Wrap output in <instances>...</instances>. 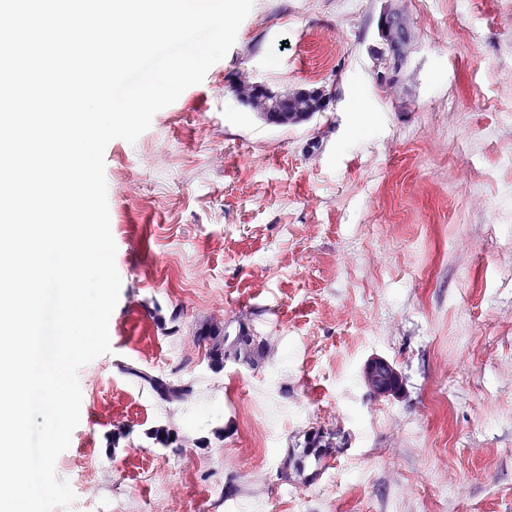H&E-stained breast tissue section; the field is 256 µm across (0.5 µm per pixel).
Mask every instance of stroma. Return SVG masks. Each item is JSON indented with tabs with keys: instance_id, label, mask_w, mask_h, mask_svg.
I'll return each instance as SVG.
<instances>
[{
	"instance_id": "1",
	"label": "stroma",
	"mask_w": 512,
	"mask_h": 512,
	"mask_svg": "<svg viewBox=\"0 0 512 512\" xmlns=\"http://www.w3.org/2000/svg\"><path fill=\"white\" fill-rule=\"evenodd\" d=\"M401 3L392 85L385 0H254L202 83L107 145L121 287L67 512H512V0ZM241 79L336 99L281 128ZM315 436L336 466L310 478ZM397 20L391 30L390 36L388 38L389 45L387 47H383V51L381 52V61L390 62V61H398V58H394L390 56V50L394 45H402L414 40V31L410 25V22L403 10L397 9L396 11ZM136 376L150 384L152 389L164 400L173 401L182 399L188 390L181 386H175L166 380L150 376L148 374L137 371Z\"/></svg>"
}]
</instances>
